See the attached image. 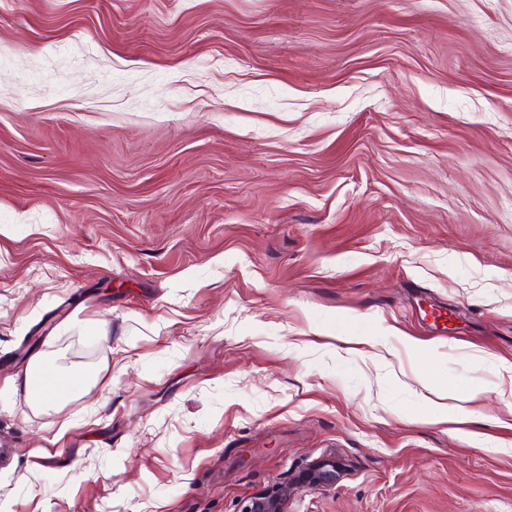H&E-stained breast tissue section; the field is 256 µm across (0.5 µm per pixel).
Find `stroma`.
<instances>
[{"label":"stroma","instance_id":"1","mask_svg":"<svg viewBox=\"0 0 512 512\" xmlns=\"http://www.w3.org/2000/svg\"><path fill=\"white\" fill-rule=\"evenodd\" d=\"M284 486L512 512V0H0V512ZM7 387L15 394L21 389L26 398L43 404L56 403L66 396L61 375L48 363L40 364L32 372L26 371L20 379H12Z\"/></svg>","mask_w":512,"mask_h":512}]
</instances>
